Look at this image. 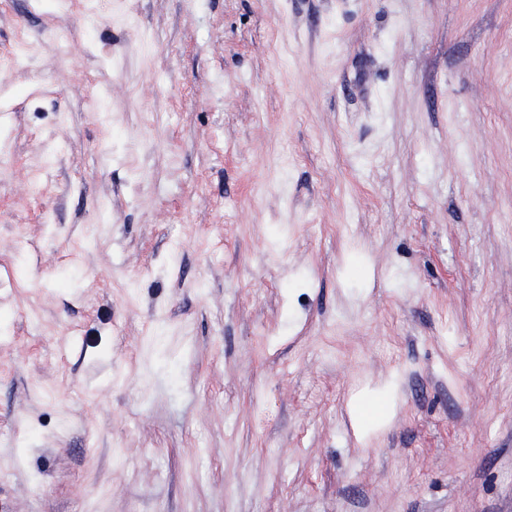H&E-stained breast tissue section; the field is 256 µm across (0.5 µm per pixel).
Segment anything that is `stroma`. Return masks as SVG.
I'll return each mask as SVG.
<instances>
[{
    "mask_svg": "<svg viewBox=\"0 0 512 512\" xmlns=\"http://www.w3.org/2000/svg\"><path fill=\"white\" fill-rule=\"evenodd\" d=\"M0 512H512V0H0Z\"/></svg>",
    "mask_w": 512,
    "mask_h": 512,
    "instance_id": "stroma-1",
    "label": "stroma"
}]
</instances>
